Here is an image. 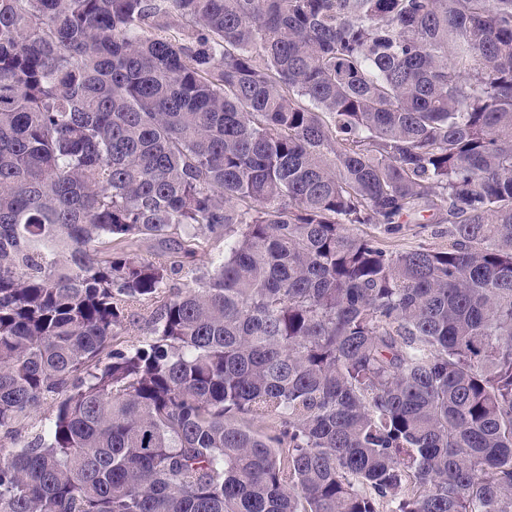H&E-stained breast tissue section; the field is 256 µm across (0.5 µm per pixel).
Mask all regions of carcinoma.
I'll return each instance as SVG.
<instances>
[{"label": "carcinoma", "mask_w": 512, "mask_h": 512, "mask_svg": "<svg viewBox=\"0 0 512 512\" xmlns=\"http://www.w3.org/2000/svg\"><path fill=\"white\" fill-rule=\"evenodd\" d=\"M0 512H512V0H0ZM422 215H424V217H422ZM428 219L429 213L427 212L421 213V216L412 218L410 224H406L405 236L393 243L396 245L395 247L397 249H406L417 243H423L427 247L437 249L448 247V225L446 224H428V228L423 236L418 238L412 237L414 230H419L417 227L419 224L417 223H427ZM134 312V323L127 324V328L121 336V340L125 341V344L128 345H143L148 342L151 338L150 331L148 330L147 324L145 323V319L142 317L146 316V311L144 308L140 310V307L135 308Z\"/></svg>", "instance_id": "cac0c4a2"}]
</instances>
